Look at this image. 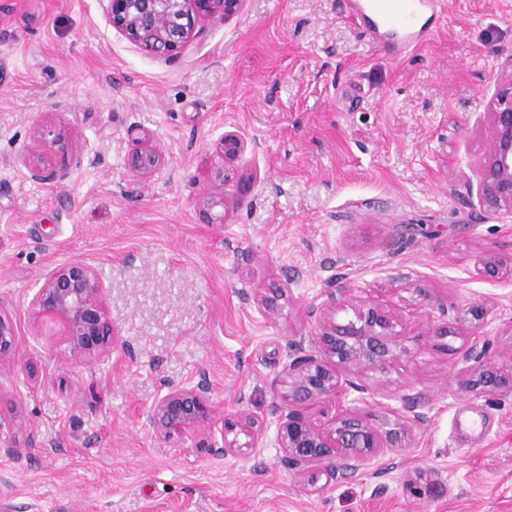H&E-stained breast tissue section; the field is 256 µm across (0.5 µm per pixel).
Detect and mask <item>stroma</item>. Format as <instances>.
I'll return each instance as SVG.
<instances>
[{
	"instance_id": "35a3bbf8",
	"label": "stroma",
	"mask_w": 512,
	"mask_h": 512,
	"mask_svg": "<svg viewBox=\"0 0 512 512\" xmlns=\"http://www.w3.org/2000/svg\"><path fill=\"white\" fill-rule=\"evenodd\" d=\"M444 25L401 61L342 0H241L174 54L119 34L102 0H0V306L17 347L0 375V512H512V397L459 390L462 316L512 362V280L476 257L512 256V212L479 203L477 126L512 78V0H447ZM250 147L215 184L224 131ZM64 135L59 179L28 149ZM162 165L134 176L138 139ZM84 147L98 164L76 161ZM256 174L248 194L238 180ZM227 219L205 224L202 199ZM90 264L110 288L120 343L73 362L29 301L54 267ZM293 305L262 312L254 281ZM399 312L412 358L362 377L374 421L421 399L405 446L316 495L282 460L270 388L311 306L339 287ZM456 331L448 341L437 328ZM206 383L217 416L258 415L263 444L217 457L221 435L158 442L146 409ZM476 268L478 274L485 279L499 280L508 278L512 280V256L507 261L498 255L487 253L477 259Z\"/></svg>"
}]
</instances>
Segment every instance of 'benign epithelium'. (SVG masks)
Here are the masks:
<instances>
[{"label": "benign epithelium", "mask_w": 512, "mask_h": 512, "mask_svg": "<svg viewBox=\"0 0 512 512\" xmlns=\"http://www.w3.org/2000/svg\"><path fill=\"white\" fill-rule=\"evenodd\" d=\"M105 13L112 27L128 40L155 55L164 56L195 34L206 20L226 18L239 0H105ZM488 137V149L476 162L473 172L477 194L490 210H512V78L489 99L486 112L479 117ZM248 150V139L239 130L224 132L220 142L223 165L211 178L222 182L226 165L239 160ZM162 163V155L150 144L135 151L130 168L137 176H147ZM31 179L48 183L58 178L51 169L50 157L39 155L28 163ZM224 206L222 199H209L200 212L205 224H222L226 214L214 209ZM479 275L489 280H512V259L507 261L487 253L476 261ZM288 288L279 287L262 300L266 317L278 312V300L287 297ZM349 289L340 288L310 314L323 318L321 332L313 336H291L292 354L272 381L284 405L279 418L276 441L284 461L294 471L303 490L320 493L340 480L359 473L375 461L410 440L425 420L420 402L408 397L393 419L374 423L356 407L341 406L331 423L321 427L297 406L307 402L326 403L346 398L350 391L367 388L342 375L382 372L392 362L412 356L399 330L401 320L377 305L354 302ZM105 285L94 269L82 260L62 264L45 277L33 295L29 309L33 320H50L59 326L60 340L73 361L104 359L118 346V332L107 314ZM348 308L352 317L338 324L327 317L336 307ZM17 343L13 323L0 306V372ZM489 340L473 333L460 351V387L466 393L484 396L512 395V365L503 367L487 358ZM203 384L168 390L146 411V423L159 442L173 439L194 440L220 433L224 447L214 448L216 456L238 454L242 448H258L263 443V421L252 413L218 417L212 410ZM235 438L228 439L229 435ZM248 441L240 444L236 436Z\"/></svg>", "instance_id": "benign-epithelium-1"}]
</instances>
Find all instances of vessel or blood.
Here are the masks:
<instances>
[{"label": "vessel or blood", "mask_w": 512, "mask_h": 512, "mask_svg": "<svg viewBox=\"0 0 512 512\" xmlns=\"http://www.w3.org/2000/svg\"><path fill=\"white\" fill-rule=\"evenodd\" d=\"M347 6L395 59L421 46L447 19L446 0H347Z\"/></svg>", "instance_id": "obj_1"}]
</instances>
